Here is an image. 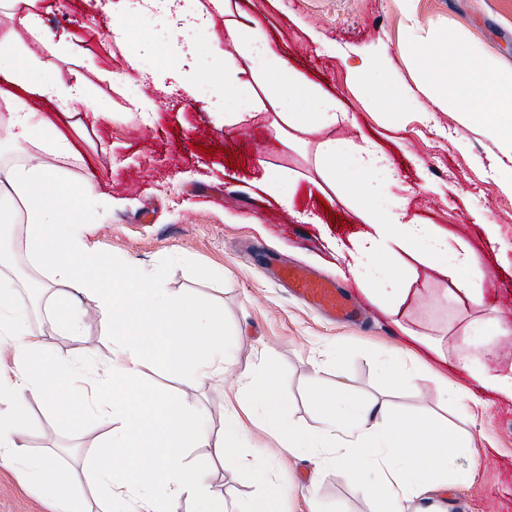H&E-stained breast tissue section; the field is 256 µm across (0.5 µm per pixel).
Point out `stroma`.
Listing matches in <instances>:
<instances>
[{
  "label": "stroma",
  "instance_id": "1",
  "mask_svg": "<svg viewBox=\"0 0 512 512\" xmlns=\"http://www.w3.org/2000/svg\"><path fill=\"white\" fill-rule=\"evenodd\" d=\"M230 6V16L258 26L285 51L291 67L334 94L347 122L292 141L276 137L278 116L271 108L225 125L223 115L205 102L165 95L131 69L128 48L136 49L144 65L157 60L165 35L152 18L93 19L85 0H33L43 26L66 37L59 54L39 55L37 73L65 80L79 71L95 110L62 112L40 101L33 107L72 147L53 156L52 164L75 183L94 175L99 192L113 199L97 230L113 268L159 276L169 291L224 311L231 375L197 381L150 360L141 369L140 388L180 396L215 430L226 412L224 395L235 373L244 371L260 383L282 382L299 427L312 424L317 392L339 383L360 399L445 416L472 438L471 447L459 449L457 466L467 467L474 458L479 469L472 482L448 485L436 499L450 512H512V399L475 385L472 401L459 411L452 395L441 390L443 379L468 380L455 368V341L468 324L490 307L512 325V194L494 180L501 163L497 149L478 125L461 124L456 113L425 114L400 104L386 111L355 94L347 68L323 49L327 42L348 50L385 48V78L411 86L416 74L403 53L409 27L423 36L453 27L512 65V0H230ZM125 26L137 34L133 45L123 42ZM143 98L158 105L147 118L134 107ZM325 139L352 148L369 141L389 153L400 179L413 190L410 216L469 246L472 271L484 279L485 306L447 299V275L404 253L391 260L407 289L404 302L394 315L371 303L375 318L365 328L309 308L290 293L287 281L273 277V269L296 265L340 286H356L350 273L337 272L332 242L352 243L367 226L348 191L324 186L317 145ZM269 169L292 178L291 207L265 189ZM227 194L233 204L218 205ZM489 224L494 234H487ZM9 244L14 262L0 273L14 280L35 334L61 355L91 350L107 357L111 341L97 318L85 317L77 336L53 329L46 302L28 286L32 280L48 282V271L26 251L23 231L12 232ZM207 267L222 269V276L201 277ZM398 357L413 366V385L396 386L383 371V362ZM28 411L29 451H54L66 467L83 472L106 424L57 422L37 397L29 400ZM244 423L249 434L240 447L277 460L275 474L288 489L282 512H384L383 502L358 495L332 470L290 456L260 429L257 418ZM210 455L203 445L188 449L186 461L213 467L212 481L221 485L226 502L244 503L259 493L257 474L229 464L211 466ZM50 501L49 492L24 486L15 472L0 467V512H52Z\"/></svg>",
  "mask_w": 512,
  "mask_h": 512
}]
</instances>
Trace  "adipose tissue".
Wrapping results in <instances>:
<instances>
[{"label": "adipose tissue", "mask_w": 512, "mask_h": 512, "mask_svg": "<svg viewBox=\"0 0 512 512\" xmlns=\"http://www.w3.org/2000/svg\"><path fill=\"white\" fill-rule=\"evenodd\" d=\"M23 2L0 0V10L10 17L9 23H0V103L7 107L0 114V144L24 157L23 162L0 166V223L23 225L28 252L50 269L54 326L78 333L80 298L93 296L112 348L103 361L91 352L80 361L53 353L43 337L32 333L13 282L0 277V348L8 351L13 363L10 372H0V463L27 484L53 491L57 512H81L67 496L72 477L54 454L34 456L19 443L29 426L27 401L38 396L56 420L93 415L110 423L89 473L101 498V512H177L184 497L194 502L195 512H225L223 496L212 489L210 471L185 461L187 449L203 443L217 460L243 470L260 469L263 491L241 512H279L286 489L273 466L258 467L251 453L235 446L243 433L238 414L243 406L257 415L265 432L281 436L290 452L316 457L363 497L383 495L387 512H410V503L417 500L423 503L419 512H446L441 504L428 503L429 493L475 476L455 464L457 449L470 447V440L448 425L384 403L353 400L339 387L322 396L312 425L297 428L279 383L256 385L240 375L234 404L222 429L213 433L179 397L139 392V367L147 357L176 375L223 377L231 367L224 345V314L190 295L169 292L157 280L117 279L110 256L95 238L112 210L111 200L102 198L92 178L73 183L52 166L33 161L32 148L60 155L69 145L33 112L31 99L53 103L63 112L89 107L90 102L80 72H71L65 81L43 79L33 73L32 56L17 53L23 29L35 35L39 52L53 55L60 47L37 14L20 13ZM141 11L173 36L183 37V49L175 55L163 53L161 65L169 77L180 79L182 65L201 52L188 33L204 28L208 14L186 2L173 15L161 0H142ZM225 41L228 52L210 49L209 66L194 70L191 80L181 84L185 95L194 99L201 97V89H208L206 102L212 111L223 113L225 124L238 123L267 105L281 120L275 128L280 138L293 131L313 134L346 120L336 96L290 67L283 51L258 28L226 21ZM404 54L431 104L478 124L508 159L497 183L512 193V65L480 52L454 29L425 38L408 33ZM384 62L382 50L363 51L348 70L381 106L410 100L403 84L382 80ZM317 162L328 187L351 191L363 222L370 226L354 249L336 247L339 255L348 256V270L360 287L387 310H396L406 291L378 257L402 252L441 268L453 286L454 299L482 304L483 280L471 271L468 249L433 225L408 219V198L397 194L399 176L384 151L370 142L351 150L326 139L318 145ZM385 198L389 207H380ZM511 331L493 314L472 322L458 342L457 359L458 367L481 387L510 399L512 375L497 373L486 359L495 340Z\"/></svg>", "instance_id": "1"}]
</instances>
